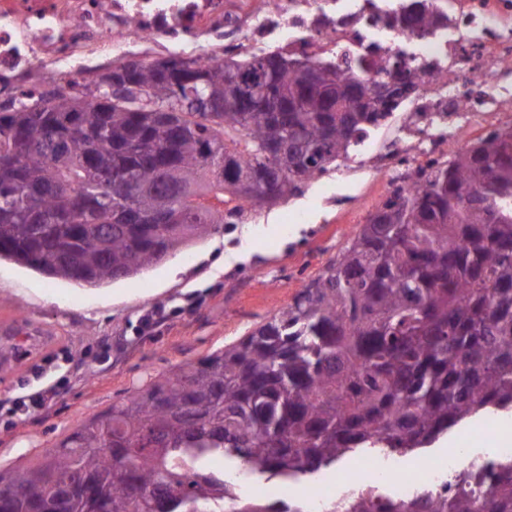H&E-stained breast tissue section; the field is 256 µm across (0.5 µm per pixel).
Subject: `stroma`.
I'll return each mask as SVG.
<instances>
[{"mask_svg":"<svg viewBox=\"0 0 512 512\" xmlns=\"http://www.w3.org/2000/svg\"><path fill=\"white\" fill-rule=\"evenodd\" d=\"M390 177L353 158L305 192L263 206L242 223L173 252L150 270L102 287L52 279L0 260V325L51 333L17 369L0 374V468L40 460L80 422L100 415L173 365L238 341L291 303L387 198ZM163 317L144 328L155 308ZM52 391L28 414L13 398ZM498 419L475 418L420 454L380 458L385 472H414L465 438L494 447Z\"/></svg>","mask_w":512,"mask_h":512,"instance_id":"stroma-1","label":"stroma"}]
</instances>
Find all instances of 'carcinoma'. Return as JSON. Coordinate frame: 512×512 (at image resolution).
Instances as JSON below:
<instances>
[{"instance_id":"obj_1","label":"carcinoma","mask_w":512,"mask_h":512,"mask_svg":"<svg viewBox=\"0 0 512 512\" xmlns=\"http://www.w3.org/2000/svg\"><path fill=\"white\" fill-rule=\"evenodd\" d=\"M429 0L396 17L426 36ZM268 51L169 56L97 72L86 94L0 102V259L98 287L157 265L255 206L295 197L424 81L379 57L304 70ZM287 307L173 366L41 460L0 470V512L86 483L70 512H314L239 492L225 467L305 485L362 450L406 455L512 412V129L413 170ZM446 496L357 493L330 512H512V457Z\"/></svg>"}]
</instances>
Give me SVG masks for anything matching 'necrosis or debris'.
Returning a JSON list of instances; mask_svg holds the SVG:
<instances>
[{
    "label": "necrosis or debris",
    "instance_id": "obj_1",
    "mask_svg": "<svg viewBox=\"0 0 512 512\" xmlns=\"http://www.w3.org/2000/svg\"><path fill=\"white\" fill-rule=\"evenodd\" d=\"M402 0H0V99L40 94L48 69L64 85L81 81L93 54L126 55L137 43H162L201 62L223 50L247 56L266 46L288 55L345 59L401 50L428 74L406 111L394 114L400 134H369L362 150L390 172L407 162L412 146L402 135L428 139L437 156L457 131L459 112L503 113L512 109V81L500 65L512 60V0H433L448 21L427 39L397 25ZM472 467L470 453L447 465L428 460L415 473L378 478L364 462L351 475L336 474L307 488L316 512L356 491L408 497L426 489L446 491L445 472Z\"/></svg>",
    "mask_w": 512,
    "mask_h": 512
}]
</instances>
